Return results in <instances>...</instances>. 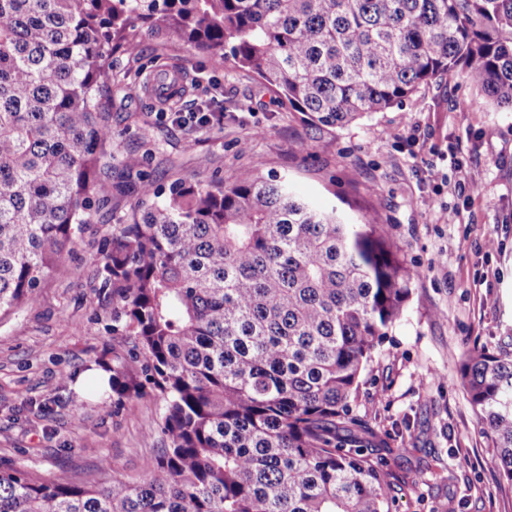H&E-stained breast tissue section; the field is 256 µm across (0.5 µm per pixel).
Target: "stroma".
Masks as SVG:
<instances>
[{
	"mask_svg": "<svg viewBox=\"0 0 512 512\" xmlns=\"http://www.w3.org/2000/svg\"><path fill=\"white\" fill-rule=\"evenodd\" d=\"M171 68L185 83L178 111L210 114L209 125L164 116L154 77ZM110 70L131 87L112 105V195L35 302L0 319V467L96 483L107 459L113 474L142 479L165 446L164 400L152 391L117 404L90 385L88 367L103 351L135 358L131 340L104 329L112 297L92 288V258L138 204L127 161L160 190L176 180L228 183L250 168L283 176L298 198L353 224L377 209L384 234L421 272L353 404L393 475L392 512H512L458 375L469 346L512 355V112L459 72L330 131L253 73L174 34L142 36L134 58L114 50Z\"/></svg>",
	"mask_w": 512,
	"mask_h": 512,
	"instance_id": "obj_1",
	"label": "stroma"
}]
</instances>
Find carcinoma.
Returning <instances> with one entry per match:
<instances>
[{
    "instance_id": "cac0c4a2",
    "label": "carcinoma",
    "mask_w": 512,
    "mask_h": 512,
    "mask_svg": "<svg viewBox=\"0 0 512 512\" xmlns=\"http://www.w3.org/2000/svg\"><path fill=\"white\" fill-rule=\"evenodd\" d=\"M174 32L277 87L318 127L466 75L512 111V0H0V315L108 200L101 177L112 49ZM96 288L135 366L95 359L118 401L159 391L166 447L137 483L44 482L0 468V512H391V472L363 453L361 377L420 272L377 212L351 224L254 169L173 182L104 238ZM458 373L512 487V356L468 347Z\"/></svg>"
}]
</instances>
